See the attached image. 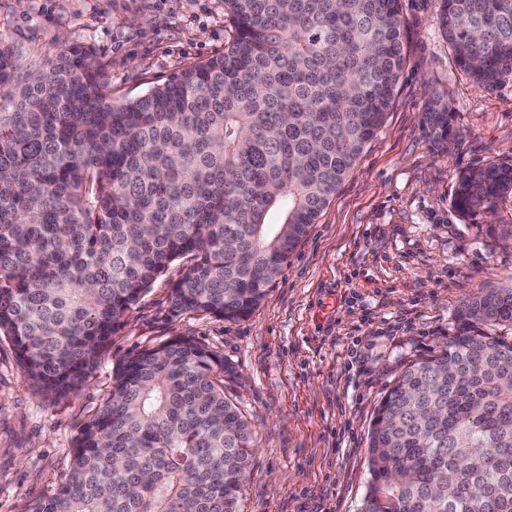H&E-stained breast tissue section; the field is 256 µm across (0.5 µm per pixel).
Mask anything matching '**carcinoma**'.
Masks as SVG:
<instances>
[{"label": "carcinoma", "instance_id": "cac0c4a2", "mask_svg": "<svg viewBox=\"0 0 512 512\" xmlns=\"http://www.w3.org/2000/svg\"><path fill=\"white\" fill-rule=\"evenodd\" d=\"M224 52L112 103L67 47L0 109V334L28 381L88 383L153 282L177 311L226 321L266 297L389 110L404 63L399 0H224ZM457 66L512 78V0H440ZM0 45V86L18 81ZM433 131L448 113L430 112ZM512 166L462 171L459 214L496 215ZM459 330L386 391L361 512H512V282L466 300ZM224 357L188 336L122 360L28 512H237L252 431Z\"/></svg>", "mask_w": 512, "mask_h": 512}]
</instances>
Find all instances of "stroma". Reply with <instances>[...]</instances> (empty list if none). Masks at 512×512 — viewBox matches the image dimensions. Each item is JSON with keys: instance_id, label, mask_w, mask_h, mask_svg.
Here are the masks:
<instances>
[{"instance_id": "1", "label": "stroma", "mask_w": 512, "mask_h": 512, "mask_svg": "<svg viewBox=\"0 0 512 512\" xmlns=\"http://www.w3.org/2000/svg\"><path fill=\"white\" fill-rule=\"evenodd\" d=\"M437 10L400 0L405 62L384 124L250 316L175 311L169 286L182 267L172 265L90 381L60 400L37 394L0 335V512L52 495L117 364L178 335L235 369L226 393L253 429L239 512H359L384 392L456 333L466 299L512 279V202L470 220L452 205L461 171L512 166V80L477 88ZM229 36L224 0H0V44L23 71L82 46L116 103L222 53ZM434 110L448 112L453 135L435 140L424 120Z\"/></svg>"}]
</instances>
